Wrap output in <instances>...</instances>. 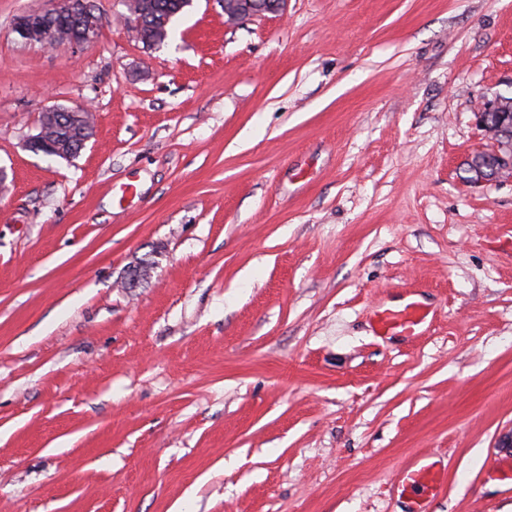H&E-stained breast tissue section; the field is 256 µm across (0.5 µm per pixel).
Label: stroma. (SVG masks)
<instances>
[{"mask_svg": "<svg viewBox=\"0 0 512 512\" xmlns=\"http://www.w3.org/2000/svg\"><path fill=\"white\" fill-rule=\"evenodd\" d=\"M92 2L71 51L0 0V507L512 512V176L465 179L512 0H192L153 48ZM80 105V154L31 151ZM82 24L71 37H67L59 46L67 49H77L88 45L98 38L103 26V18L100 14L88 9L83 10ZM59 109L56 106L47 107L41 112V119L43 123L39 122L37 126V133L32 135L29 139V147L35 152L44 153L45 151H54L57 149L58 144L53 141V137L49 134L47 124L48 119H54ZM379 314L378 322L383 330L407 334H413L427 315L416 303L407 304L401 309H386ZM398 485L403 491L435 490L441 485V476L430 466L419 469L406 467L400 472Z\"/></svg>", "mask_w": 512, "mask_h": 512, "instance_id": "obj_1", "label": "stroma"}]
</instances>
